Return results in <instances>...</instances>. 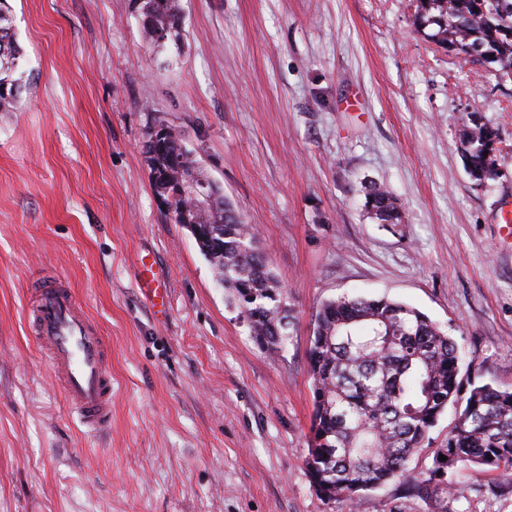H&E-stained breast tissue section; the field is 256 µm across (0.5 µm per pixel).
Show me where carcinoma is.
Segmentation results:
<instances>
[{
  "label": "carcinoma",
  "mask_w": 512,
  "mask_h": 512,
  "mask_svg": "<svg viewBox=\"0 0 512 512\" xmlns=\"http://www.w3.org/2000/svg\"><path fill=\"white\" fill-rule=\"evenodd\" d=\"M0 0V112L18 108L27 81L12 17ZM151 42L180 38L182 0H138ZM413 26L465 60L497 64L512 76V0H416ZM471 176L492 174L496 132L474 119L461 133ZM154 193L195 169L198 160L175 126L147 156ZM365 210L377 224L402 223L392 193L366 188ZM197 243L216 284L229 292L250 332L270 350L288 339V297L237 207L223 198L207 214ZM454 340L421 311L386 297L328 299L316 310L309 348L313 394L306 468L316 490L351 502L362 491L400 481L423 499L461 468L498 471L512 480V387L463 382ZM457 409L432 466L411 467L448 406ZM444 455L447 460H439Z\"/></svg>",
  "instance_id": "1"
}]
</instances>
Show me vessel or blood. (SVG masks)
<instances>
[{
	"instance_id": "obj_1",
	"label": "vessel or blood",
	"mask_w": 512,
	"mask_h": 512,
	"mask_svg": "<svg viewBox=\"0 0 512 512\" xmlns=\"http://www.w3.org/2000/svg\"><path fill=\"white\" fill-rule=\"evenodd\" d=\"M35 340L80 424L112 425V345L66 288H45L33 310Z\"/></svg>"
}]
</instances>
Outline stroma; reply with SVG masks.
<instances>
[{
  "label": "stroma",
  "instance_id": "stroma-1",
  "mask_svg": "<svg viewBox=\"0 0 512 512\" xmlns=\"http://www.w3.org/2000/svg\"><path fill=\"white\" fill-rule=\"evenodd\" d=\"M28 91L0 113V512H512V483L461 471L330 501L305 459L313 315L385 296L437 322L462 371L512 386V77L415 31L416 0H182L158 47L133 0H7ZM497 132L474 180L460 134ZM183 130L255 228L293 320L250 336L152 190L150 129ZM403 216L377 224L364 188ZM166 295L158 311L143 269ZM71 289L112 341V425L85 433L31 309ZM364 207L377 224L402 223L400 206L392 193L380 184L374 183L366 188Z\"/></svg>",
  "mask_w": 512,
  "mask_h": 512
}]
</instances>
